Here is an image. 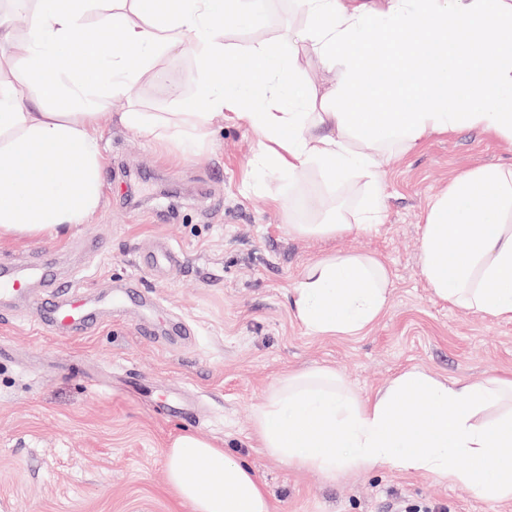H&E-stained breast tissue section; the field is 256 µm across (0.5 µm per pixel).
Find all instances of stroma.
<instances>
[{"label":"stroma","instance_id":"35a3bbf8","mask_svg":"<svg viewBox=\"0 0 512 512\" xmlns=\"http://www.w3.org/2000/svg\"><path fill=\"white\" fill-rule=\"evenodd\" d=\"M292 0H268L249 27L225 23V44L248 52L300 28ZM196 62L184 47L154 57L132 100L103 99L97 138L103 195L89 223L39 237H1L0 263L50 255L60 272L81 273L89 300L138 277L159 301L157 335L128 318L103 317L86 333L38 327L24 302L0 314V512H188L166 483L165 450L183 433L236 455L263 478L275 512H512L468 488L378 468L329 480L266 456L252 426L255 409L282 375L330 367L367 398L409 369L480 383L512 377V321L463 312L438 300L422 274L423 216L431 199L478 166H512V148L477 129L435 135L382 168L384 214L369 234L332 239L288 234L267 202L320 194L328 209H353L362 179L330 185L317 172L291 184L257 176L255 136L214 119L210 149L182 154L117 124L118 113L173 112L175 92L193 94ZM179 249L174 275L137 270L155 241ZM362 252L390 275L383 314L361 334L314 336L295 317L289 289L317 259ZM193 334L166 335L173 320ZM136 374L146 399L128 387ZM184 386L203 403L199 422L165 415L156 398Z\"/></svg>","mask_w":512,"mask_h":512}]
</instances>
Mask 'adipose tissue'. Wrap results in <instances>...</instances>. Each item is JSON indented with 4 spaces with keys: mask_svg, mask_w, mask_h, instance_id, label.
<instances>
[{
    "mask_svg": "<svg viewBox=\"0 0 512 512\" xmlns=\"http://www.w3.org/2000/svg\"><path fill=\"white\" fill-rule=\"evenodd\" d=\"M300 2L304 27L244 55L215 29L228 17L248 25L252 0H26L24 64L0 75V236L90 222L102 200L99 96L131 95L155 53L185 43L196 95L118 122L197 155L212 119L229 112L254 133L262 170L291 183L311 171L365 179L355 217L289 225L298 235L375 230L384 161L431 136L473 128L512 145V0ZM90 21L98 35L82 39ZM303 51L335 71L323 91L301 82ZM32 77L61 111H32L20 91ZM421 264L439 299L512 320V167L472 169L431 202ZM387 283L378 258L335 254L289 293L308 332L353 336L383 313ZM253 425L266 455L329 479L387 467L512 499L510 378L468 384L408 370L362 399L319 368L281 377ZM166 458L167 483L191 512H273L261 476L224 449L183 434Z\"/></svg>",
    "mask_w": 512,
    "mask_h": 512,
    "instance_id": "adipose-tissue-1",
    "label": "adipose tissue"
}]
</instances>
